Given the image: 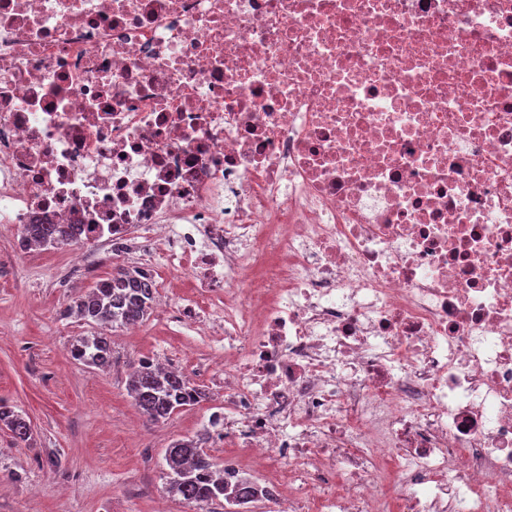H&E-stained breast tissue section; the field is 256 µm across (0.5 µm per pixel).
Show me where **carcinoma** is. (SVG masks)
<instances>
[{"instance_id": "carcinoma-1", "label": "carcinoma", "mask_w": 512, "mask_h": 512, "mask_svg": "<svg viewBox=\"0 0 512 512\" xmlns=\"http://www.w3.org/2000/svg\"><path fill=\"white\" fill-rule=\"evenodd\" d=\"M35 242L43 246L67 244L71 234L64 224H27L21 245ZM153 276L138 268L121 267L99 281L90 292L67 308L70 316L101 325H128L143 321L149 314L156 292ZM73 357L89 366L112 364L111 341L106 336L79 337L72 344ZM127 392L136 407L155 423L168 421L175 413L208 400L206 390L184 374L161 373L139 361L129 375ZM0 423L12 433L15 443L31 447L34 434L22 413L0 401ZM166 490L174 497L214 512L212 506L235 502L245 506L259 499L255 483L243 477L236 485L224 482V469L217 467L205 449L202 437H183L167 448Z\"/></svg>"}]
</instances>
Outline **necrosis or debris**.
<instances>
[{"label":"necrosis or debris","mask_w":512,"mask_h":512,"mask_svg":"<svg viewBox=\"0 0 512 512\" xmlns=\"http://www.w3.org/2000/svg\"><path fill=\"white\" fill-rule=\"evenodd\" d=\"M0 224L166 256L288 512H512V0H0Z\"/></svg>","instance_id":"1"}]
</instances>
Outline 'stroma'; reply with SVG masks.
<instances>
[{"mask_svg": "<svg viewBox=\"0 0 512 512\" xmlns=\"http://www.w3.org/2000/svg\"><path fill=\"white\" fill-rule=\"evenodd\" d=\"M71 261L65 246L24 256L0 234V400L27 417L36 439L23 448L0 429V512H197L166 492L165 452L175 439L204 433L209 405L224 400L198 371L210 358L208 342L155 310L137 336L66 316L74 298L122 265L102 261L59 287L55 270ZM99 333L112 340L107 369L70 353L77 337ZM146 355L182 367L207 387L208 403L164 423L148 420L126 390ZM51 458L59 468L48 466Z\"/></svg>", "mask_w": 512, "mask_h": 512, "instance_id": "1", "label": "stroma"}]
</instances>
